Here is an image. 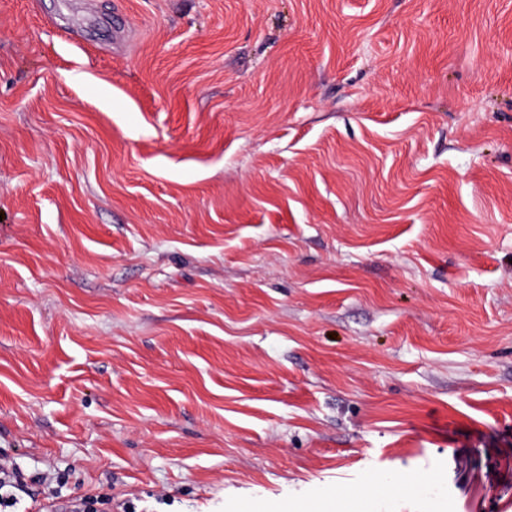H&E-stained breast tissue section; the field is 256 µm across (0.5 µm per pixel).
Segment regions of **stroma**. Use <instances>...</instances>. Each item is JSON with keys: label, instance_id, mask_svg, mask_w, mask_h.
I'll use <instances>...</instances> for the list:
<instances>
[{"label": "stroma", "instance_id": "35a3bbf8", "mask_svg": "<svg viewBox=\"0 0 512 512\" xmlns=\"http://www.w3.org/2000/svg\"><path fill=\"white\" fill-rule=\"evenodd\" d=\"M95 512L512 502V0H0V460Z\"/></svg>", "mask_w": 512, "mask_h": 512}]
</instances>
